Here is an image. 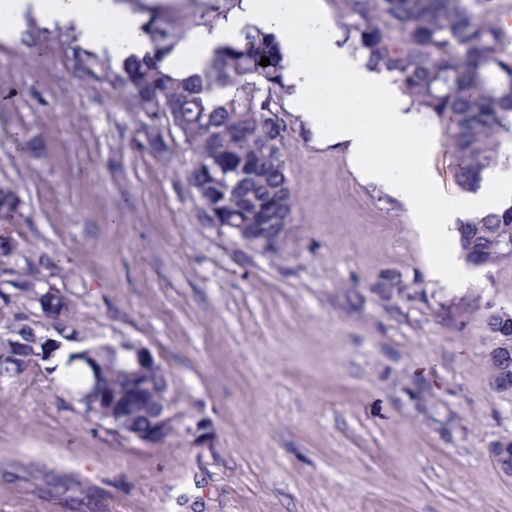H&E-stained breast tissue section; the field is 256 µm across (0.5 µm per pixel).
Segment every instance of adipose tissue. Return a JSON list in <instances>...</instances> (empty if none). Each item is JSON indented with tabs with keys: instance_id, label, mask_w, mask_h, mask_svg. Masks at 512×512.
<instances>
[{
	"instance_id": "adipose-tissue-1",
	"label": "adipose tissue",
	"mask_w": 512,
	"mask_h": 512,
	"mask_svg": "<svg viewBox=\"0 0 512 512\" xmlns=\"http://www.w3.org/2000/svg\"><path fill=\"white\" fill-rule=\"evenodd\" d=\"M34 22L73 30L116 62L153 51L142 16L122 0H0L1 37L19 38ZM247 25L275 35L296 115L316 137L343 147L363 180L406 204L428 248L431 278L444 283L461 274L446 242L471 215L512 205V168L484 171L478 194H449L433 167L439 143L422 134L421 113L393 75L368 69L341 47L322 0H242L228 20L193 35L197 62Z\"/></svg>"
}]
</instances>
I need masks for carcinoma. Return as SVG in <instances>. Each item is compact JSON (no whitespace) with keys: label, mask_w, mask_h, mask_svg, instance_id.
I'll list each match as a JSON object with an SVG mask.
<instances>
[{"label":"carcinoma","mask_w":512,"mask_h":512,"mask_svg":"<svg viewBox=\"0 0 512 512\" xmlns=\"http://www.w3.org/2000/svg\"><path fill=\"white\" fill-rule=\"evenodd\" d=\"M347 36L363 54L366 66L396 76L412 103L446 125L454 179L463 192L480 188L484 170L512 165V49L507 34L493 20L475 12L471 0H346ZM153 53L131 56L122 66V84L139 112L152 118L145 103L163 102L161 113L192 134L188 171L194 194L207 202L206 223L276 224L291 215L297 193L266 154L269 143L281 148L285 126L280 118L284 65L275 35L243 30L233 42L216 46L200 72L176 76L162 60L179 36L169 24L153 19L144 25ZM269 58L266 67L259 65ZM26 219L21 201L0 188V211ZM464 260L484 268L512 261V207L476 215L457 225ZM490 382L512 404V387L499 383L505 356L512 350V312H490L483 323ZM44 336L23 318L0 335V360L11 377L33 351L44 352ZM119 350L110 345L70 354L67 372L79 402L103 421H116L149 435L155 428L150 392L133 399L114 418L95 405L128 390L129 381L115 370ZM490 453L500 471L512 478V433Z\"/></svg>","instance_id":"1"}]
</instances>
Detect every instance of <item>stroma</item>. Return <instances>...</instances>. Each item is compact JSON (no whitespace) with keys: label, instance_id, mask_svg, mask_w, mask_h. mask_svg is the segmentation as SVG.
Wrapping results in <instances>:
<instances>
[{"label":"stroma","instance_id":"stroma-1","mask_svg":"<svg viewBox=\"0 0 512 512\" xmlns=\"http://www.w3.org/2000/svg\"><path fill=\"white\" fill-rule=\"evenodd\" d=\"M125 3L177 22L181 51L203 10ZM80 43L36 24L0 41V185L28 217L0 282L34 265L38 292L71 299L83 346H147L178 419L147 446L44 368L0 381V512H512L490 454L512 404L482 343L486 314L512 311V261L467 268L460 290L431 281L413 215L289 109L287 245L220 233L177 129L136 112L111 58L76 60Z\"/></svg>","mask_w":512,"mask_h":512}]
</instances>
